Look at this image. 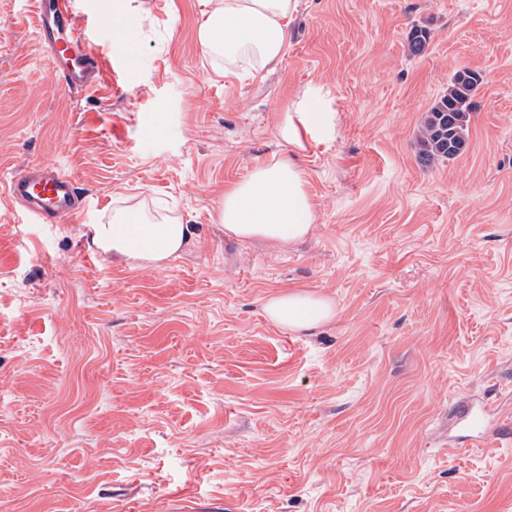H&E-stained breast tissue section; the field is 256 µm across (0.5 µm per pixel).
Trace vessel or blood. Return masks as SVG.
<instances>
[{
    "mask_svg": "<svg viewBox=\"0 0 512 512\" xmlns=\"http://www.w3.org/2000/svg\"><path fill=\"white\" fill-rule=\"evenodd\" d=\"M31 13L36 40L52 61L54 83L70 93L95 92L100 55L81 35L72 0H32ZM6 191L32 224H66L85 210L77 179L54 162L12 172L6 179ZM458 425L472 445H483L488 431L486 408L463 406Z\"/></svg>",
    "mask_w": 512,
    "mask_h": 512,
    "instance_id": "1",
    "label": "vessel or blood"
}]
</instances>
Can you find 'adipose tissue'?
<instances>
[{"label": "adipose tissue", "mask_w": 512, "mask_h": 512, "mask_svg": "<svg viewBox=\"0 0 512 512\" xmlns=\"http://www.w3.org/2000/svg\"><path fill=\"white\" fill-rule=\"evenodd\" d=\"M298 0H207L198 29L200 44L224 58L225 72L275 69L288 42V24ZM316 112H286L278 134L287 154L253 167L241 181L225 190L218 220L226 236L241 241L262 240L275 246L297 243L315 228L313 196L296 161L307 137L319 124ZM191 236L189 225L158 212L117 210L108 224L93 227V242L104 252L139 267H157L176 254ZM264 310L274 324L292 331L307 330L332 320L331 299L305 290L269 296Z\"/></svg>", "instance_id": "adipose-tissue-1"}]
</instances>
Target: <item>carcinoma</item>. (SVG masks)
<instances>
[{
  "mask_svg": "<svg viewBox=\"0 0 512 512\" xmlns=\"http://www.w3.org/2000/svg\"><path fill=\"white\" fill-rule=\"evenodd\" d=\"M479 84V75L464 69L456 72L448 89L429 111L421 139L423 159H453L463 152L470 98Z\"/></svg>",
  "mask_w": 512,
  "mask_h": 512,
  "instance_id": "cac0c4a2",
  "label": "carcinoma"
}]
</instances>
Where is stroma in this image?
Here are the masks:
<instances>
[{"label": "stroma", "mask_w": 512, "mask_h": 512, "mask_svg": "<svg viewBox=\"0 0 512 512\" xmlns=\"http://www.w3.org/2000/svg\"><path fill=\"white\" fill-rule=\"evenodd\" d=\"M128 21L136 61L94 29ZM105 59L55 88L26 0H0V177L62 165L69 224H22L0 189V512H512V442L447 452L464 397L512 419V0H299L281 64L225 73L204 0H74ZM426 30L421 55L408 51ZM463 69L468 143L424 162V119ZM323 115L299 164L316 228L226 237V188ZM190 225L166 264L87 252L138 204ZM333 320L292 332L265 299ZM264 310L270 321L292 331L313 328L336 316L331 299L305 290L273 294L266 299Z\"/></svg>", "instance_id": "obj_1"}]
</instances>
